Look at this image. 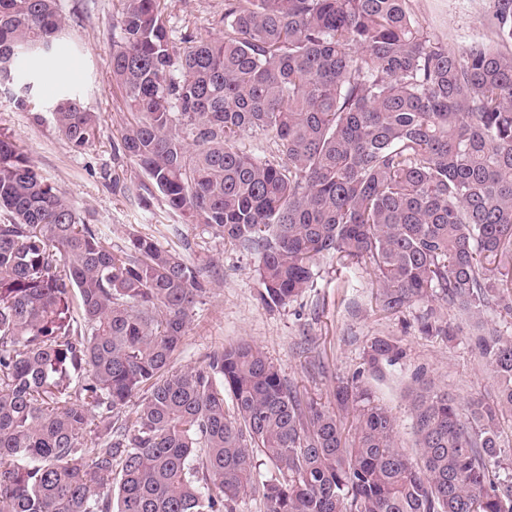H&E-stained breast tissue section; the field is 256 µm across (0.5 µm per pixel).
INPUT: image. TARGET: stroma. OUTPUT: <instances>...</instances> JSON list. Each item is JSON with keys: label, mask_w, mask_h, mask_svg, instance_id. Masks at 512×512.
I'll list each match as a JSON object with an SVG mask.
<instances>
[{"label": "stroma", "mask_w": 512, "mask_h": 512, "mask_svg": "<svg viewBox=\"0 0 512 512\" xmlns=\"http://www.w3.org/2000/svg\"><path fill=\"white\" fill-rule=\"evenodd\" d=\"M65 4V31L54 51L26 61L14 83L0 87V132L24 147L39 174L69 198L83 223L105 232L113 249L124 248L131 232L152 233L164 247L208 271L212 290L194 309L177 366H200L222 346L253 341L290 384L332 409L338 381L360 367L370 340L401 338L406 355L375 395L397 416L405 442L411 438V421L400 389L415 373H427L463 399L491 391V375L466 341L448 343L421 334L413 313L387 317L376 310L377 285L370 265L320 259L313 267L312 288L286 305L264 306L258 296L259 252L227 244L201 225L185 223L161 194L149 189L139 168L113 150L127 113L109 66L112 25L122 0ZM160 7L177 28L195 36L224 33L216 24L224 0H160ZM410 7L419 26L449 46L492 37L478 0H411ZM29 82L37 100L49 102L68 90L101 113L96 146L75 152L50 121H35L19 107L17 100Z\"/></svg>", "instance_id": "1"}]
</instances>
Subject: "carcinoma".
I'll list each match as a JSON object with an SVG mask.
<instances>
[{"instance_id": "carcinoma-1", "label": "carcinoma", "mask_w": 512, "mask_h": 512, "mask_svg": "<svg viewBox=\"0 0 512 512\" xmlns=\"http://www.w3.org/2000/svg\"><path fill=\"white\" fill-rule=\"evenodd\" d=\"M409 2L224 0V35L184 33L179 52L158 0H124L114 150L171 211L261 252L269 307L336 255L373 266L380 312L425 305L426 336H459L433 303L466 313L494 397L462 402L415 375L409 452L364 381L405 356L394 337L371 339L333 412L253 342L174 368L211 281L149 233L112 250L0 134V512H235L252 490L268 512H512V332L483 323L512 319V52L451 48ZM63 9L0 0V85L15 56L51 53ZM484 10L512 44V0ZM48 115L75 151L98 142L79 98ZM247 131L270 136L269 156L240 147Z\"/></svg>"}]
</instances>
